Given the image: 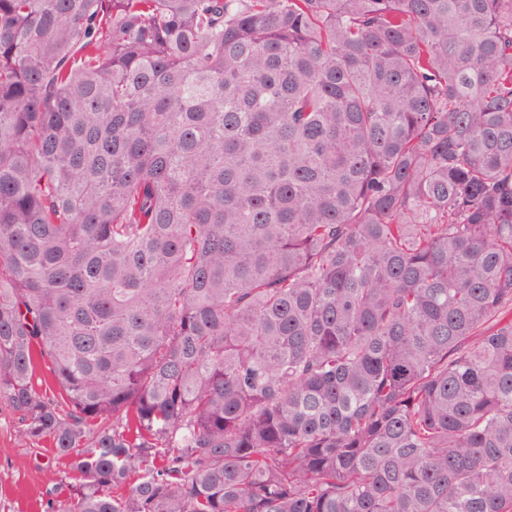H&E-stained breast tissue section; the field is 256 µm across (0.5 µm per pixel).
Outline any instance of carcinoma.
I'll use <instances>...</instances> for the list:
<instances>
[{"mask_svg":"<svg viewBox=\"0 0 512 512\" xmlns=\"http://www.w3.org/2000/svg\"><path fill=\"white\" fill-rule=\"evenodd\" d=\"M0 404L53 512H512V0H0Z\"/></svg>","mask_w":512,"mask_h":512,"instance_id":"cac0c4a2","label":"carcinoma"}]
</instances>
